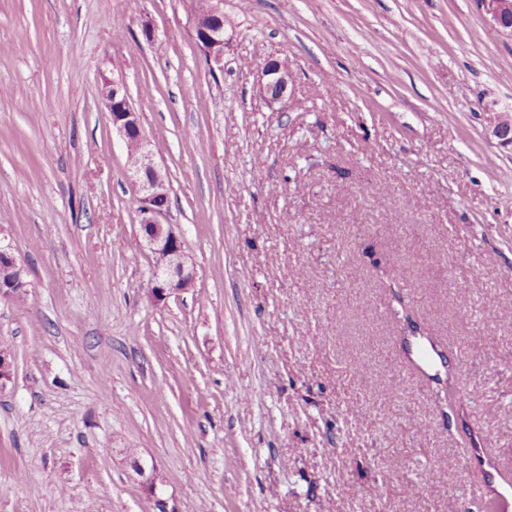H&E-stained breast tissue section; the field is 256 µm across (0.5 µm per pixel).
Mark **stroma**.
<instances>
[{
    "label": "stroma",
    "instance_id": "stroma-1",
    "mask_svg": "<svg viewBox=\"0 0 512 512\" xmlns=\"http://www.w3.org/2000/svg\"><path fill=\"white\" fill-rule=\"evenodd\" d=\"M188 4L0 0V512H156L136 459L179 512H476L469 435L512 464V37L476 0H223L214 72ZM106 75L197 272L159 304ZM289 78L288 68L279 60H266L259 77L261 97L269 104L283 101L288 94ZM491 134L501 144L512 145V114L508 112H491L487 117ZM26 269L16 258L11 243L4 244L0 237V295L19 297L27 287Z\"/></svg>",
    "mask_w": 512,
    "mask_h": 512
}]
</instances>
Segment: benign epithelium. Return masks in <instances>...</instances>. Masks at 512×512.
<instances>
[{
	"label": "benign epithelium",
	"mask_w": 512,
	"mask_h": 512,
	"mask_svg": "<svg viewBox=\"0 0 512 512\" xmlns=\"http://www.w3.org/2000/svg\"><path fill=\"white\" fill-rule=\"evenodd\" d=\"M489 16L491 29L512 35V0H478ZM224 9L222 0H205L202 9L193 16L191 36L211 69L223 68ZM288 68L276 59L264 62L259 77V92L269 104L279 103L288 94ZM102 100L112 122L125 143L137 145V158L127 169L128 176L139 192L140 249L151 254L153 278L150 295L160 303L174 294L194 287L196 270L188 263L184 244L174 225L166 220L169 213V185L154 160L150 142L144 134L140 114L132 107L127 86L112 78L101 91ZM491 134L504 145H512V114L491 112L487 117ZM26 269L16 258L12 245L0 237V295L9 297L27 287ZM160 480L149 474L142 486L154 499L158 512H177L159 495Z\"/></svg>",
	"instance_id": "7a95c632"
}]
</instances>
